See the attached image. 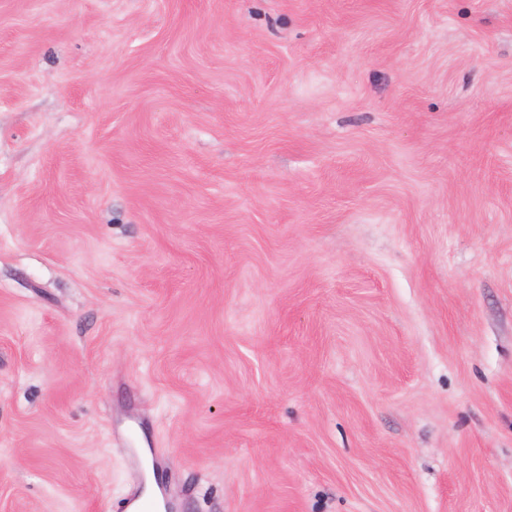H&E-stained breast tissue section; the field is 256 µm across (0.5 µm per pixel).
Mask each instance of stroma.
Wrapping results in <instances>:
<instances>
[{"mask_svg": "<svg viewBox=\"0 0 512 512\" xmlns=\"http://www.w3.org/2000/svg\"><path fill=\"white\" fill-rule=\"evenodd\" d=\"M512 512V0H0V512Z\"/></svg>", "mask_w": 512, "mask_h": 512, "instance_id": "35a3bbf8", "label": "stroma"}]
</instances>
